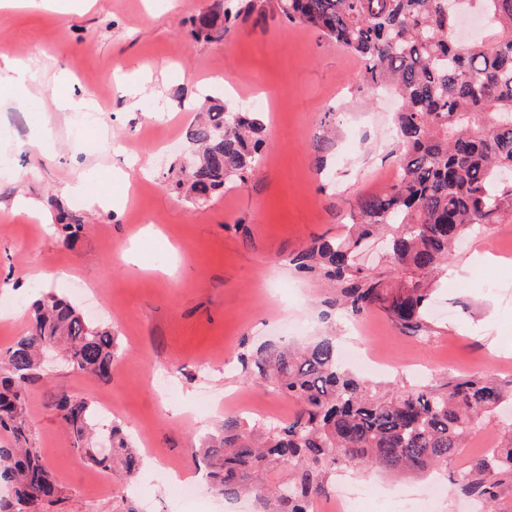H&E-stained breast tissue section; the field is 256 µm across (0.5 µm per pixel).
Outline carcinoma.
I'll return each mask as SVG.
<instances>
[{"label": "carcinoma", "instance_id": "1", "mask_svg": "<svg viewBox=\"0 0 512 512\" xmlns=\"http://www.w3.org/2000/svg\"><path fill=\"white\" fill-rule=\"evenodd\" d=\"M292 24L336 45L361 63L362 81L387 87L399 100L395 113L400 173L379 194L360 198L352 231L318 237L295 254L301 272L336 283V307L361 319L382 309L401 329L422 328L431 294L425 277L448 264L451 248L473 226L498 224L512 209V0H275ZM258 0H227L203 12L187 29L195 41L226 38L255 12ZM193 180L172 189L193 201L244 184L262 160L265 126L256 112L213 100L189 131ZM382 239L388 271L364 263L374 234ZM27 332L0 350V512H51L66 496L39 449L30 445L26 384L40 378L42 354L58 348L71 371L108 379L120 353L112 327L93 325L54 292L31 304ZM242 365L295 399L299 411L287 422L248 426L224 418L194 461L207 470L213 492L234 498L246 490L262 495L266 512H309L324 492L327 471L337 465L424 471L448 463L487 413L512 400V388L482 377L448 386H420L381 394L347 372L333 336L315 337L303 351L286 348L250 353ZM56 409L74 446L102 468L120 462L127 477L142 456L123 429L109 428L107 448L93 445L95 407L62 393ZM282 463L294 476L270 487L265 473ZM512 482V443L492 448L454 482L455 492L490 504Z\"/></svg>", "mask_w": 512, "mask_h": 512}]
</instances>
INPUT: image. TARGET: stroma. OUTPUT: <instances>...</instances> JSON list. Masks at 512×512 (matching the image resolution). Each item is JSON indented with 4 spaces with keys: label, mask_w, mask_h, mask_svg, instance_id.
<instances>
[{
    "label": "stroma",
    "mask_w": 512,
    "mask_h": 512,
    "mask_svg": "<svg viewBox=\"0 0 512 512\" xmlns=\"http://www.w3.org/2000/svg\"><path fill=\"white\" fill-rule=\"evenodd\" d=\"M216 0H94L66 11L39 5L0 6V155L13 172L0 177V310L21 300L22 314L0 318V350L31 321L33 288L66 293L84 306L96 293L97 314L111 323L123 350L104 381L61 365L27 385L33 447L67 500L63 512H259L251 497L175 504L163 467L194 472L191 451L227 415L246 408L288 421L298 406L243 369L257 348L301 344L331 333L341 351L374 352L386 368L362 370L381 386L442 388L473 375L512 382V258L498 238L512 228L478 226L432 284L423 332L401 330L380 309L364 333L333 305L330 281L304 276L288 263L320 236L348 231L358 196L390 184L396 167L386 90L367 91L361 65L345 50L319 44L307 28L267 12L262 24L242 23L226 40L197 42L185 23ZM69 92L105 116L71 137L72 112L53 90ZM231 84V102L252 89L269 94L261 107L267 146L254 177L224 194L191 204L169 191L174 163L185 161L187 133L199 94ZM176 145L159 155V142ZM24 197L31 210L16 208ZM84 229L64 242L60 221ZM79 278L84 291L70 288ZM169 389H160L158 379ZM223 393L224 408L199 401ZM97 402L111 397L130 434H142L145 457L135 487L118 469L103 471L73 446L55 410L58 394ZM512 441V407L487 415L446 466L410 477L380 469L327 471L326 491L310 512H329L328 493L342 483L406 490L432 497L429 512H471L452 482L490 449Z\"/></svg>",
    "instance_id": "1"
}]
</instances>
